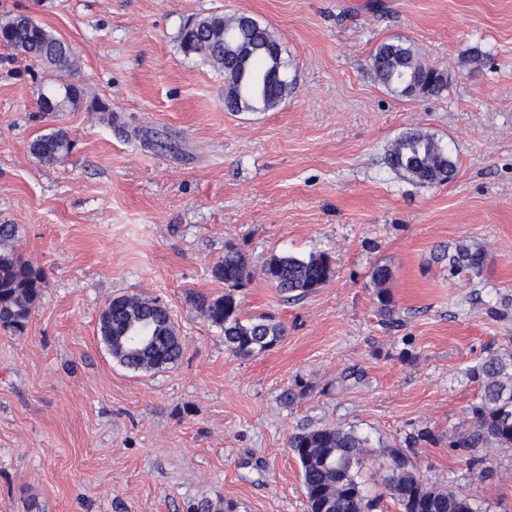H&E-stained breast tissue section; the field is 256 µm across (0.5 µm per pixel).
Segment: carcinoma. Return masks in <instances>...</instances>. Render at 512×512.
<instances>
[{"label":"carcinoma","mask_w":512,"mask_h":512,"mask_svg":"<svg viewBox=\"0 0 512 512\" xmlns=\"http://www.w3.org/2000/svg\"><path fill=\"white\" fill-rule=\"evenodd\" d=\"M0 38L7 48L46 65L68 71L73 67L69 44L37 23H21L15 15L1 17ZM180 42L185 53L224 70L228 77L224 107L229 112L255 106L273 110L288 94L281 46L269 28L257 21L245 25L238 15L227 20L204 16L182 27ZM371 70L382 86L402 98L438 95L447 86L444 76L432 75L418 52L401 41L381 44L371 57ZM78 98L79 88L66 85L61 97L40 93L39 104L45 112H60ZM71 147L67 134L57 131L37 139L32 151L40 162L51 164ZM387 164L422 185L444 184L456 171L448 147L420 129H410L397 139ZM17 241L16 226L0 224V326L22 332L41 295L45 274L24 258ZM485 258L482 250L460 249L448 256L449 272L479 270ZM213 274L229 292L217 298L199 294L194 304L211 325L224 330L227 350L236 356H252L280 342L285 329L272 317L241 316L234 294L248 277L241 253L225 250ZM332 275V260L326 254L306 258L273 254L262 266L263 278L289 299L313 293ZM372 279L381 312L389 320L393 313L387 288L391 272L379 266ZM110 306V319L100 320L99 332L122 366L159 371L178 362L183 353L181 337L158 301L119 295L110 300ZM470 376L479 386L471 407L473 423L453 441V447L472 453L479 448H512V354L489 356L470 370ZM365 444L367 440L355 431L335 426L306 428L290 437L289 447L301 466L308 512H370L371 503L358 481ZM388 458L383 481L403 512H483L482 501L426 483L399 449H391Z\"/></svg>","instance_id":"cac0c4a2"}]
</instances>
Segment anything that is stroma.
<instances>
[{
	"label": "stroma",
	"instance_id": "35a3bbf8",
	"mask_svg": "<svg viewBox=\"0 0 512 512\" xmlns=\"http://www.w3.org/2000/svg\"><path fill=\"white\" fill-rule=\"evenodd\" d=\"M17 13L76 68L0 52V224L45 273L26 330L0 327V512H307L288 439L319 425L366 439L375 512H401L381 481L392 448L426 482L512 512V449H480L484 479L451 446L472 422L469 369L512 352V0H0ZM240 13L281 45L276 110H225L223 71L180 47L189 17ZM390 41L444 73L441 96L378 84L370 57ZM66 82L85 90L77 106L41 112L40 91ZM102 103L122 124L99 120ZM411 128L448 146L451 182L388 168ZM58 130L71 151L39 162L32 143ZM228 244L249 270L242 315L285 328L251 357L193 303L223 295ZM462 247L486 262L449 276L439 252ZM273 253L328 254L334 274L286 298L261 275ZM123 294L166 306L177 364L112 359L99 319ZM372 279L381 304V312L386 320H391L393 310L390 307L391 297L386 286L391 279V272L387 267L379 266L374 270Z\"/></svg>",
	"mask_w": 512,
	"mask_h": 512
}]
</instances>
